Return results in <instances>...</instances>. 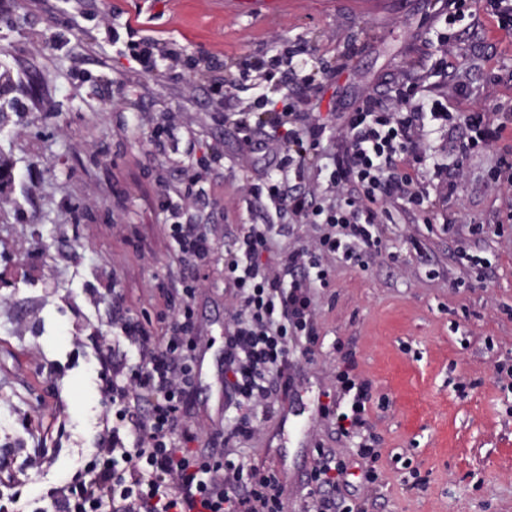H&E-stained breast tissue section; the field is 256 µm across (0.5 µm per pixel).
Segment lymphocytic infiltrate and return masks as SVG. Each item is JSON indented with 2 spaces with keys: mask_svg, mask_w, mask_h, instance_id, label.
I'll list each match as a JSON object with an SVG mask.
<instances>
[{
  "mask_svg": "<svg viewBox=\"0 0 512 512\" xmlns=\"http://www.w3.org/2000/svg\"><path fill=\"white\" fill-rule=\"evenodd\" d=\"M444 9L452 25L484 16L512 31V0H445ZM101 22L144 73L155 72L159 59L171 52L132 25L118 27L112 15ZM305 107V100L284 97L274 134L248 142L251 151L280 158L263 174L267 200L288 212L292 223L312 225L317 237L313 245L279 252L275 240L288 235L291 224H252L224 256V279L236 311L224 331V408L231 417L223 432L212 436L223 442V456L191 450L196 435L189 424L201 343L192 301L215 243L202 225L181 222L180 204L169 199L163 203L173 218L168 230L189 271L178 285H157L169 318L165 336L154 339L130 316L123 297L113 296L112 326L123 338L113 341L100 333L93 338L98 392L107 410L91 459L36 500L23 492L33 459L16 466L0 459L6 486L0 512H285L286 487L275 470L246 457L240 447L254 439L257 419H272L280 400L294 392L297 348L320 339L315 291L327 283L325 260L362 267L381 255L386 243L379 209L385 204L400 201L431 211L456 196L464 167L452 178L434 171L431 189L419 180L429 127L465 125L468 134L458 146L465 160L497 146L496 180L512 187L511 113L452 112L442 100L418 98L415 86L396 80L388 98L362 97L344 119L328 164L319 168L310 151L321 144L327 127ZM312 167L320 182L302 188L298 180ZM372 403V382L359 376L354 357L345 354L336 389L319 413L331 421L337 440L355 446L341 457L316 443L304 512H367L354 498L349 477L360 474L367 486L380 478L379 438L368 426Z\"/></svg>",
  "mask_w": 512,
  "mask_h": 512,
  "instance_id": "lymphocytic-infiltrate-1",
  "label": "lymphocytic infiltrate"
}]
</instances>
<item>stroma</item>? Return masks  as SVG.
<instances>
[{"instance_id":"35a3bbf8","label":"stroma","mask_w":512,"mask_h":512,"mask_svg":"<svg viewBox=\"0 0 512 512\" xmlns=\"http://www.w3.org/2000/svg\"><path fill=\"white\" fill-rule=\"evenodd\" d=\"M225 0H0V265L30 262L34 277L0 282V449L16 459L43 453L29 485L37 495L93 452L105 408L91 342L111 332V291L133 318L156 316L157 281L177 284L185 269L167 233L162 193L180 186V167L222 142L224 159L207 178L205 204L192 207L216 250L195 298L202 348L220 353L233 307L224 291V252L242 226L285 224L289 217L249 200L266 156L251 152L232 119L257 98H309L314 116L338 134L337 115L365 92L386 95L399 75L429 84L450 111L512 108V33L488 20L463 30L448 51L450 78L423 55L429 28L444 27L436 0H252L242 12ZM136 20L144 36L178 42L179 59L150 76L113 46L100 14ZM303 45L296 69L330 66L317 88L299 83L240 93L216 112L214 76L236 81L243 57L266 58ZM224 56L218 73L188 69V59ZM468 84L457 100L453 75ZM27 110L17 111L15 101ZM177 125V152L149 142L152 127ZM497 148L471 157L455 199L427 217L390 205L382 228L398 261L331 267L320 289L321 343L296 357L300 396L264 422L245 455L270 463L286 486L287 512H301L316 442L331 428L317 409L336 388L337 344L353 349L372 381L369 422L380 436L382 480L360 489L373 512H512V393L496 365H512V195L490 177ZM465 208L495 232L476 241L447 232L443 219ZM480 248L490 265L477 275L462 250ZM40 428L28 434L25 413ZM194 450L213 452L223 430L224 395L201 390L191 410ZM426 484L414 487L411 470Z\"/></svg>"}]
</instances>
